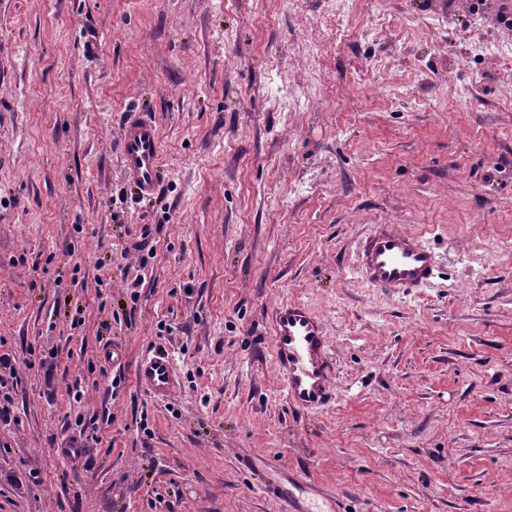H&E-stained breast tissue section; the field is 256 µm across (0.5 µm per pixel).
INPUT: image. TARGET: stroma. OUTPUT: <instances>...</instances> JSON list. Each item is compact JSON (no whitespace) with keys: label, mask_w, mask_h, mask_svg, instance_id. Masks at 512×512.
Masks as SVG:
<instances>
[{"label":"stroma","mask_w":512,"mask_h":512,"mask_svg":"<svg viewBox=\"0 0 512 512\" xmlns=\"http://www.w3.org/2000/svg\"><path fill=\"white\" fill-rule=\"evenodd\" d=\"M490 3L343 6L325 93L296 51L319 0H0V512H280L246 455L341 512H512V26ZM140 112L152 200L121 175ZM385 223L433 248L432 287L358 277ZM284 301L336 360L313 413L279 386ZM154 351L172 400L137 386ZM120 158L123 180L138 196H153L163 180V168L159 131L150 115L134 116L127 121ZM139 387L155 400H167L181 389V376L173 359L164 353H150L136 364Z\"/></svg>","instance_id":"stroma-1"}]
</instances>
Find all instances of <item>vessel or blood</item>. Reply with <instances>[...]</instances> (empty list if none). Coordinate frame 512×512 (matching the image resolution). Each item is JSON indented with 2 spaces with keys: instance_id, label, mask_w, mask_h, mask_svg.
Segmentation results:
<instances>
[{
  "instance_id": "vessel-or-blood-1",
  "label": "vessel or blood",
  "mask_w": 512,
  "mask_h": 512,
  "mask_svg": "<svg viewBox=\"0 0 512 512\" xmlns=\"http://www.w3.org/2000/svg\"><path fill=\"white\" fill-rule=\"evenodd\" d=\"M121 171L125 182L140 197L153 196L162 180L161 140L150 115L130 118L121 137ZM356 272L368 284L393 294H409L433 285L438 272L436 256L421 236L396 224H379L357 246ZM271 349L279 382L289 404L313 412L332 398L336 377L333 357L321 320L305 305L277 304L270 315ZM138 384L156 400L173 397L181 388V376L173 359L151 353L136 364ZM244 466L258 471L260 487L278 502L282 512H315L314 490L301 474L287 473L277 465Z\"/></svg>"
}]
</instances>
